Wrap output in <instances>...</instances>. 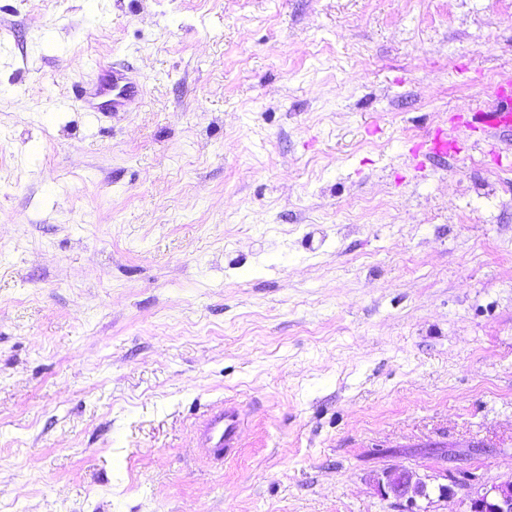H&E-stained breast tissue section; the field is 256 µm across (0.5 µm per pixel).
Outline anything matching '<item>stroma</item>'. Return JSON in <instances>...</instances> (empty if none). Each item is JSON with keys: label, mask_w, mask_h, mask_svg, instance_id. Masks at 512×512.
Masks as SVG:
<instances>
[{"label": "stroma", "mask_w": 512, "mask_h": 512, "mask_svg": "<svg viewBox=\"0 0 512 512\" xmlns=\"http://www.w3.org/2000/svg\"><path fill=\"white\" fill-rule=\"evenodd\" d=\"M511 80L512 0H0V512L511 480L512 134L465 125ZM108 86L112 89V99L108 103L112 112L126 109L138 95L137 84L130 81L123 70L112 69ZM243 424V417L236 405H224L208 417L201 432L202 444L213 448L215 455L228 451L230 448H239V432ZM378 491L384 498H394L409 506H416L418 500H429L433 489L416 473L404 469L385 471L378 481Z\"/></svg>", "instance_id": "1"}]
</instances>
